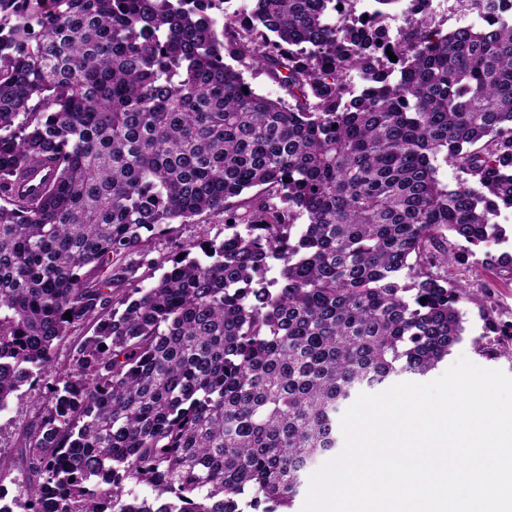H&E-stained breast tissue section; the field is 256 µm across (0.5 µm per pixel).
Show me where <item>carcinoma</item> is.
Instances as JSON below:
<instances>
[{
    "mask_svg": "<svg viewBox=\"0 0 512 512\" xmlns=\"http://www.w3.org/2000/svg\"><path fill=\"white\" fill-rule=\"evenodd\" d=\"M214 2L0 0V412L94 327L15 449L24 512H290L360 391L462 341L448 234L512 280L497 0L394 37L348 0H252L248 22ZM37 164L43 188L15 193ZM207 212L228 233L203 256L151 257ZM227 64L234 66L240 70L243 74L245 81L250 83L257 93L266 96L268 98L276 99L282 97L288 99L285 92L276 84L272 83L264 74H257L256 70L241 66L239 63L226 57L224 60Z\"/></svg>",
    "mask_w": 512,
    "mask_h": 512,
    "instance_id": "carcinoma-1",
    "label": "carcinoma"
}]
</instances>
